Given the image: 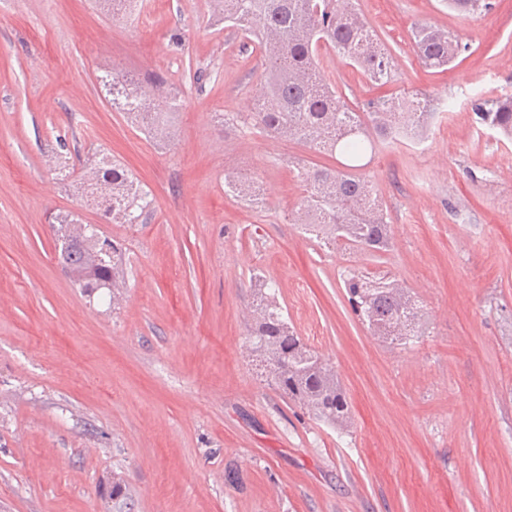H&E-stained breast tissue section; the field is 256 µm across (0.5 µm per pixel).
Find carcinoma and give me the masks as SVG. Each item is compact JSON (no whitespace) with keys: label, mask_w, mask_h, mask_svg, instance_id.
<instances>
[{"label":"carcinoma","mask_w":512,"mask_h":512,"mask_svg":"<svg viewBox=\"0 0 512 512\" xmlns=\"http://www.w3.org/2000/svg\"><path fill=\"white\" fill-rule=\"evenodd\" d=\"M224 21L246 36L258 38V48L268 65L260 112L248 113L253 125L271 135L290 136L325 154L339 153L349 163L343 168L314 165L302 169L307 196L300 204V223L326 244L346 249L385 251L391 228L383 202L358 161L375 149L376 140L401 137L407 126L416 127L427 115V104L416 96L384 94L355 112L331 90L318 67L323 50L337 53L359 69L374 85L392 79L393 56L376 38L354 6L353 0H222ZM459 13L492 9L491 0H448ZM420 62L429 69H448L468 46L445 29L418 25L411 31ZM112 104L121 111L128 100L139 98L149 111L139 122L167 139L171 113L163 111L162 85L147 90L128 80L112 79ZM476 122L512 140V95L473 101ZM78 194L87 205L112 217L117 224H136L149 206L124 167L101 159L76 176ZM80 223L70 213L59 217L58 260L70 280L91 297L107 290L112 305L122 299L125 263L120 249L99 236L76 235L69 226ZM354 314L372 333L385 341L408 340V324H418L421 314L407 289L386 273H349L343 278ZM259 278L253 301L251 353L289 400L314 419L332 427L349 419V405L336 373L307 347L284 318L275 295Z\"/></svg>","instance_id":"obj_1"}]
</instances>
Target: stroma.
Wrapping results in <instances>:
<instances>
[{
    "instance_id": "35a3bbf8",
    "label": "stroma",
    "mask_w": 512,
    "mask_h": 512,
    "mask_svg": "<svg viewBox=\"0 0 512 512\" xmlns=\"http://www.w3.org/2000/svg\"><path fill=\"white\" fill-rule=\"evenodd\" d=\"M358 7L395 59L390 90L435 115L417 144H380L363 168L392 228L382 252L325 247L297 224V170L334 158L251 125L225 132L265 62L211 0H156L143 25L94 0H0V512H113L101 490L116 473L129 512H512V179L498 176L512 142L471 110L512 95V0L469 15L441 0ZM416 24L467 51L424 68ZM318 63L354 111L376 96L336 54ZM113 69L176 93L174 138L148 139L113 107ZM96 154L147 193L144 223L85 208L56 164ZM228 174L260 182L263 201L225 192ZM68 211L121 248L119 305L59 264ZM353 271L399 279L425 335L373 336L348 303ZM258 276L334 367L346 427L312 419L249 356Z\"/></svg>"
}]
</instances>
